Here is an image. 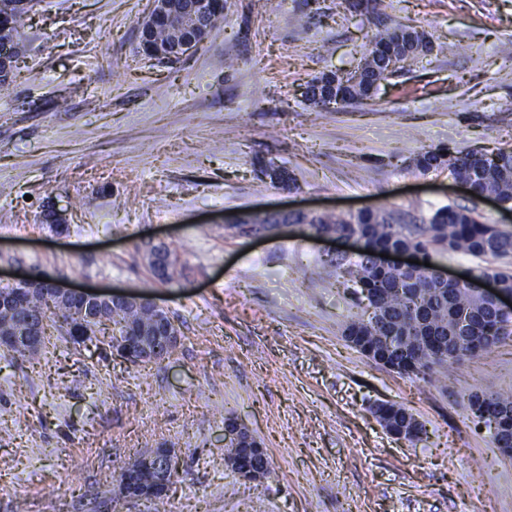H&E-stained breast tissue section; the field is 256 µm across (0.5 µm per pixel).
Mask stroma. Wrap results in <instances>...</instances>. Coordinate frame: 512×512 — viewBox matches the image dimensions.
<instances>
[{
	"mask_svg": "<svg viewBox=\"0 0 512 512\" xmlns=\"http://www.w3.org/2000/svg\"><path fill=\"white\" fill-rule=\"evenodd\" d=\"M227 0L173 63L138 51L150 0H35L0 92V278L154 296L180 341L163 362L112 355L102 336H51L38 359L0 350V512H512V458L473 394L512 392V337L430 377L398 374L344 339L364 305L337 249L227 227L253 210L475 206L424 149L512 151V0ZM397 23L431 54L341 110L306 84L355 66L365 36ZM235 66L227 70L224 58ZM288 170L295 187L261 169ZM165 248L167 277L148 251ZM404 406L420 440L373 409ZM237 417L271 461L264 481L224 464ZM151 448L178 465L164 501L126 500L115 468Z\"/></svg>",
	"mask_w": 512,
	"mask_h": 512,
	"instance_id": "stroma-1",
	"label": "stroma"
}]
</instances>
